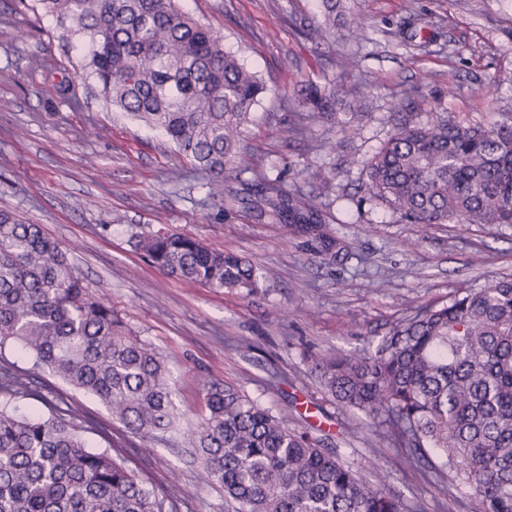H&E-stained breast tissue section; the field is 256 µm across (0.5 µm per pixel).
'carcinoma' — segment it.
I'll return each mask as SVG.
<instances>
[{
  "label": "carcinoma",
  "mask_w": 512,
  "mask_h": 512,
  "mask_svg": "<svg viewBox=\"0 0 512 512\" xmlns=\"http://www.w3.org/2000/svg\"><path fill=\"white\" fill-rule=\"evenodd\" d=\"M35 9L84 39L76 79H93L112 109L163 132L233 199L242 128L267 81L224 50L211 26L176 0H34ZM324 21L295 25L315 43L335 35L341 0ZM336 82L307 81L299 106L336 117ZM394 132L368 165L366 189L408 224H512V124L463 125L451 116L392 114ZM270 216L312 230L318 207L286 196L280 181L258 190ZM135 247L170 277L253 296L260 277L246 259L189 235L157 230ZM13 347L106 405L131 433L177 432L207 478L239 512H418L381 473L363 474L306 430L220 383L204 387L205 415L182 427L162 355L126 333L69 253L41 225L0 210V351ZM323 390L341 411L379 419L403 464L434 451L433 476L466 490L473 512H512V278L418 307L373 349L316 360ZM30 378L0 366V512H177L111 449L91 451L90 421L76 408L18 412Z\"/></svg>",
  "instance_id": "carcinoma-1"
}]
</instances>
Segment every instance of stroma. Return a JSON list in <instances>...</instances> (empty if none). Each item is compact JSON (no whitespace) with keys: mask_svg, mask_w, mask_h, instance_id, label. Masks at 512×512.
<instances>
[{"mask_svg":"<svg viewBox=\"0 0 512 512\" xmlns=\"http://www.w3.org/2000/svg\"><path fill=\"white\" fill-rule=\"evenodd\" d=\"M32 3L0 0V210L67 247L126 329L162 354L183 424L199 423L203 388L217 381L353 467L377 465L421 512H460L453 486L395 468L372 419L341 412L312 362L376 346L417 307L512 275V225L407 224L365 189L393 113L445 112L484 126L512 118V0H347L335 40L321 45L290 22L321 21L319 0H178L269 85L246 125L233 204L211 194L209 175L157 131L113 112L94 81L65 94L78 62L73 41ZM422 17L432 22L423 39L413 34ZM356 19L360 40L348 35ZM326 76L343 87L332 121L304 115L294 97L303 80ZM275 177L321 210L333 263L320 238L253 208L259 184ZM159 229L249 260L259 294L163 275L133 247ZM35 385L40 397L17 399L20 411L47 400L79 406L94 424L89 445L122 453L177 512H235L183 440L131 434L49 372H37Z\"/></svg>","mask_w":512,"mask_h":512,"instance_id":"1","label":"stroma"}]
</instances>
